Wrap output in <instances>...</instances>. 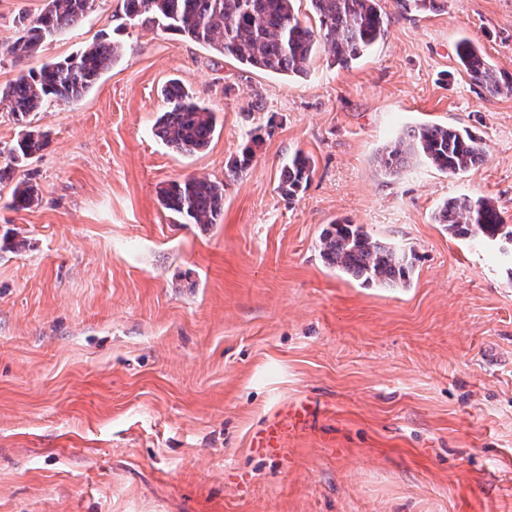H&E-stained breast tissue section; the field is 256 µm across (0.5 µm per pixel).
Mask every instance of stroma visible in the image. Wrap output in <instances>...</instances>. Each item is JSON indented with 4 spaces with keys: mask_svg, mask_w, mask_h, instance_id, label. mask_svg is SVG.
<instances>
[{
    "mask_svg": "<svg viewBox=\"0 0 512 512\" xmlns=\"http://www.w3.org/2000/svg\"><path fill=\"white\" fill-rule=\"evenodd\" d=\"M45 4L0 0V47ZM379 4L387 37L349 68L318 52L305 78L131 25L121 0H95L34 56H0L3 86L96 40L122 48L78 102L24 122L0 104V149L48 135L14 174L38 205L10 208L0 184V235L27 240L0 249V512H512V261L434 221L468 194L512 225V94L456 61L470 38L512 77V0ZM172 79L218 115L191 155L153 133ZM421 124L480 136L482 162L381 171L379 150ZM299 151L314 172L288 203L276 186ZM191 175L223 182L220 223L162 210L159 189ZM336 221L411 253L409 285L328 268ZM298 399L312 414L280 456L253 453L251 434ZM262 127H257L247 134V138L240 146L239 155L227 165V176L238 177L249 167L256 150L263 143V135L258 133Z\"/></svg>",
    "mask_w": 512,
    "mask_h": 512,
    "instance_id": "1",
    "label": "stroma"
}]
</instances>
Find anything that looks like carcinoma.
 I'll use <instances>...</instances> for the list:
<instances>
[{"label":"carcinoma","mask_w":512,"mask_h":512,"mask_svg":"<svg viewBox=\"0 0 512 512\" xmlns=\"http://www.w3.org/2000/svg\"><path fill=\"white\" fill-rule=\"evenodd\" d=\"M95 0H48L36 18L20 20L22 35L6 53L21 59L37 52L47 41L80 23ZM296 0H123L125 16L136 24L163 29L236 61L247 70L306 77L320 49L332 64L349 67L388 33L378 0H309L318 27L307 26L295 10ZM458 62L470 79L490 95L512 93V82H501L482 48L470 39L456 49ZM120 57L119 47L96 41L79 55L43 64L20 73L0 88V103L24 121L49 102H73L85 95ZM168 108L154 124V135L172 150L192 154L208 146L217 130L215 111L197 102L184 85L171 80L162 90ZM260 128L247 134L239 155L227 165V176L237 177L249 167L263 143ZM45 146L44 136L28 132L0 155H6L0 179ZM485 154L483 139L467 129L424 124L408 129L377 156L379 167L398 174L423 160L448 175L469 172ZM313 173L311 158L297 152L288 160L277 186L279 195L294 200ZM38 201L37 189L19 181L9 206L28 209ZM159 203L183 224L205 228L217 223L224 209V184L190 176L169 182L159 192ZM434 221L456 236L512 243V226L487 198L463 195L449 199L434 214ZM324 262L366 284L400 288L408 284L413 264L405 250L374 238L364 226L336 222L320 239Z\"/></svg>","instance_id":"1"}]
</instances>
